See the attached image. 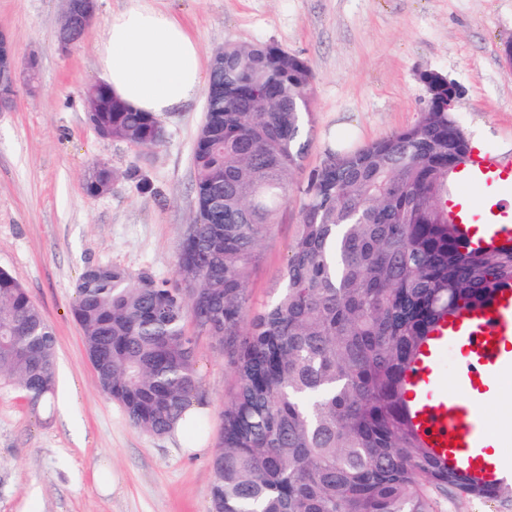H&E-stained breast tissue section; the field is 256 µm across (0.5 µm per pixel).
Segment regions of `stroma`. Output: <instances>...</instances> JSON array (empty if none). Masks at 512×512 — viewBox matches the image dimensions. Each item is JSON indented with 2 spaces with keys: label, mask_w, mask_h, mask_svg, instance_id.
I'll return each instance as SVG.
<instances>
[{
  "label": "stroma",
  "mask_w": 512,
  "mask_h": 512,
  "mask_svg": "<svg viewBox=\"0 0 512 512\" xmlns=\"http://www.w3.org/2000/svg\"><path fill=\"white\" fill-rule=\"evenodd\" d=\"M125 0H96L82 40L61 50L65 0H0V33L20 61L38 60L36 90L20 86L15 111L0 112V268L27 290L53 327L55 397L32 407L0 388V512H210L211 458L221 411L236 380L215 339L196 335L201 452L179 455L171 437L134 428L100 389L71 314L87 265L173 277L192 214V152L205 101L164 117V138L140 149L103 139L86 121V88L98 78L95 45ZM174 13L204 58L227 44L268 42L305 58L315 76L307 150L290 197L263 246L248 287L251 309L273 297L294 240L302 190L334 142L351 149L414 124L430 69L459 89L454 112L469 143L512 159V0H154ZM94 161L140 168L157 193L120 180L86 192ZM484 418L512 459V374L496 381ZM115 489H106L111 477Z\"/></svg>",
  "instance_id": "35a3bbf8"
}]
</instances>
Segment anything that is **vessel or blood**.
<instances>
[{
    "mask_svg": "<svg viewBox=\"0 0 512 512\" xmlns=\"http://www.w3.org/2000/svg\"><path fill=\"white\" fill-rule=\"evenodd\" d=\"M468 185H485L495 193L481 207L461 200L450 205L451 217L461 224L487 229L482 242L491 245L512 240V165L488 153L470 154L459 170ZM459 349L455 391L437 390L442 358ZM512 373V292L501 293L485 307L462 311L455 324L440 326L422 361L406 373L405 381L417 403L412 412L426 447L472 476L493 483L512 472V467L488 449L484 402L477 389L499 376Z\"/></svg>",
    "mask_w": 512,
    "mask_h": 512,
    "instance_id": "1",
    "label": "vessel or blood"
}]
</instances>
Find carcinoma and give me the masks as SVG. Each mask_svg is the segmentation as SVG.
Instances as JSON below:
<instances>
[{
  "mask_svg": "<svg viewBox=\"0 0 512 512\" xmlns=\"http://www.w3.org/2000/svg\"><path fill=\"white\" fill-rule=\"evenodd\" d=\"M313 83L303 57L270 43L214 54L173 280L96 264L77 281L72 315L99 387L161 436L200 389L186 321L231 355L211 512H437L439 496L498 498L508 486L476 485L421 445L403 384L440 318L512 289V244L474 248L448 222L450 178L470 153L454 113L428 103L409 127L328 151L275 297L249 315L247 285L306 149ZM91 107L100 137L160 142V120L106 87ZM118 178L96 163L84 187ZM55 375L51 325L0 269V384L36 407Z\"/></svg>",
  "mask_w": 512,
  "mask_h": 512,
  "instance_id": "carcinoma-1",
  "label": "carcinoma"
}]
</instances>
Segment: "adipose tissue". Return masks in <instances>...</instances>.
<instances>
[{"mask_svg": "<svg viewBox=\"0 0 512 512\" xmlns=\"http://www.w3.org/2000/svg\"><path fill=\"white\" fill-rule=\"evenodd\" d=\"M99 77L112 95L155 117L195 101L206 84L200 48L178 17L127 0L96 46Z\"/></svg>", "mask_w": 512, "mask_h": 512, "instance_id": "1", "label": "adipose tissue"}]
</instances>
